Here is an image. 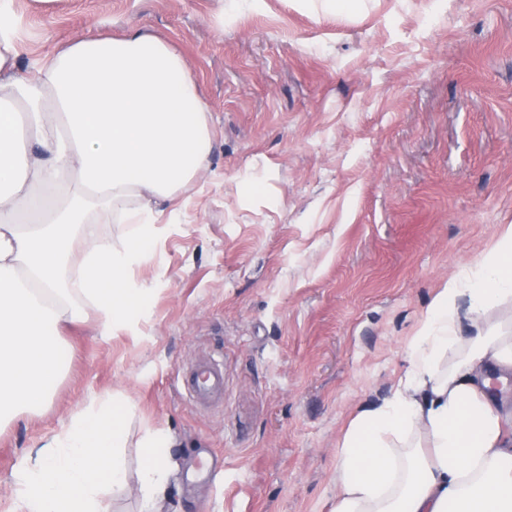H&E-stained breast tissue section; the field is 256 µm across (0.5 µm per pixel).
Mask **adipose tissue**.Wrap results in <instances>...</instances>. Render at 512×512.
<instances>
[{
    "instance_id": "1",
    "label": "adipose tissue",
    "mask_w": 512,
    "mask_h": 512,
    "mask_svg": "<svg viewBox=\"0 0 512 512\" xmlns=\"http://www.w3.org/2000/svg\"><path fill=\"white\" fill-rule=\"evenodd\" d=\"M11 0H0V419L47 402L55 338L92 303L104 336L148 288L166 208L199 183L209 109L184 59L141 32L80 36L18 75ZM142 244L116 247L102 223ZM512 298V225L473 271L439 289L380 402L359 406L336 452L333 512H512V336L488 312ZM110 404L77 413L16 474L23 512H111L127 478ZM166 435L143 442L140 492L167 479Z\"/></svg>"
}]
</instances>
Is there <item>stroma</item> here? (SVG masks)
I'll return each instance as SVG.
<instances>
[{
	"instance_id": "obj_1",
	"label": "stroma",
	"mask_w": 512,
	"mask_h": 512,
	"mask_svg": "<svg viewBox=\"0 0 512 512\" xmlns=\"http://www.w3.org/2000/svg\"><path fill=\"white\" fill-rule=\"evenodd\" d=\"M19 71L87 29L168 41L197 80L213 147L204 190L134 272L133 327L98 312L59 339L48 402L0 424L13 474L79 411L117 404L125 490L170 438L153 512H331L353 409L383 397L448 280L512 225V0H13ZM224 362V399L180 377Z\"/></svg>"
}]
</instances>
